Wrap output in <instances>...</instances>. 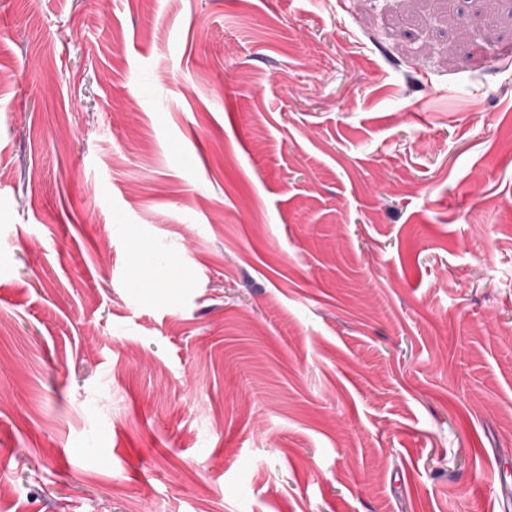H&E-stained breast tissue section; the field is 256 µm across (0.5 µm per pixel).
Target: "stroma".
Segmentation results:
<instances>
[{
	"instance_id": "stroma-1",
	"label": "stroma",
	"mask_w": 512,
	"mask_h": 512,
	"mask_svg": "<svg viewBox=\"0 0 512 512\" xmlns=\"http://www.w3.org/2000/svg\"><path fill=\"white\" fill-rule=\"evenodd\" d=\"M507 448L512 0H0V512H503Z\"/></svg>"
}]
</instances>
